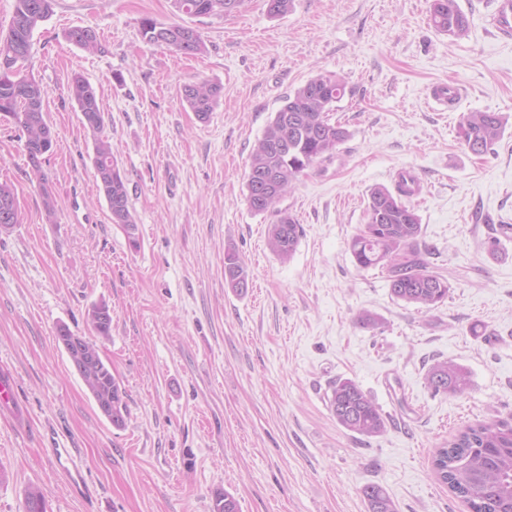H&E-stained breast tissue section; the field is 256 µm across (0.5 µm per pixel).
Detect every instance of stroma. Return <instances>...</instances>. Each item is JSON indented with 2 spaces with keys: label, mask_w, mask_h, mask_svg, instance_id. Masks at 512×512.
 <instances>
[{
  "label": "stroma",
  "mask_w": 512,
  "mask_h": 512,
  "mask_svg": "<svg viewBox=\"0 0 512 512\" xmlns=\"http://www.w3.org/2000/svg\"><path fill=\"white\" fill-rule=\"evenodd\" d=\"M467 35L448 38L430 0H294L270 17L246 0L222 17L175 14L171 0H56L34 31L32 72L48 91L54 150L43 169L57 201L47 221L19 130L0 115V182L19 222L0 231V373L15 380L0 407V512H24L44 489L48 512H212L223 488L239 512H368L384 488L398 512H470L431 475L437 448L466 426L512 423V37L490 33L492 0H457ZM198 30L204 55L144 43L142 19ZM98 31L104 52L68 42ZM96 88L112 155L127 178L134 235L111 223L94 177L93 140L67 92L72 72ZM343 77L332 121L349 132L279 209L302 227L293 257L267 246L272 214L246 201L248 157L283 100L316 74ZM219 83L207 120L182 102L185 84ZM461 85L448 111L431 86ZM508 120L495 151L458 137L464 113ZM450 285L425 312L392 296L380 268L358 269L349 242L373 188L400 172ZM249 272L236 294L224 250ZM112 311L102 358L126 391L129 418L102 416L56 341L89 335L86 313ZM368 312L381 329L356 326ZM451 359L467 394L431 397L424 376ZM349 378L386 415L363 438L328 408Z\"/></svg>",
  "instance_id": "35a3bbf8"
}]
</instances>
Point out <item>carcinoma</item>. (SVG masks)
I'll return each mask as SVG.
<instances>
[{"mask_svg": "<svg viewBox=\"0 0 512 512\" xmlns=\"http://www.w3.org/2000/svg\"><path fill=\"white\" fill-rule=\"evenodd\" d=\"M54 2L16 0L6 35L13 44L12 51L31 53L33 31L52 15ZM242 3L243 0H172L176 11L191 17L227 16ZM431 17L435 28L450 37H462L468 31V19L456 0H431ZM139 33L147 44L165 46L184 55L206 52L200 33L191 26L164 25L145 18ZM65 38L90 53L104 51L92 27H73L65 32ZM11 65L0 48V114L10 117L25 137L27 163L39 175L45 216L51 220L56 213V200L48 180L42 176L46 154L54 143L45 113L48 92L32 76L18 82L8 76ZM68 89L84 128L94 140L95 177L110 219L114 224L124 225L131 235L135 222L129 209L127 179L112 156V143L103 134L105 117L96 89L79 72L71 74ZM345 90L344 81L337 77L316 75L308 79L284 98L250 153L246 200L254 213L271 211L276 216L269 226L267 243L283 261L296 252L302 228L292 215L275 206L300 175L330 158L348 138V131L329 118ZM221 92V85L206 82L188 84L182 90L183 100L201 120L213 111ZM505 129V118L499 112H468L460 119L459 137L473 155L485 156L493 152ZM415 192L402 175L396 193L385 187L373 189L366 210L367 222L351 238L349 249L358 268L379 266L385 270L395 298L428 311L448 299L451 285L447 278L429 270L430 252L420 247V218L404 202ZM224 280L234 292H247V268L230 246L224 251ZM87 322L96 338H110L112 315L107 303L93 304ZM57 339L95 403L102 408L112 406L108 420L117 428L123 427L127 416L126 392L100 356L95 338L78 336L61 325ZM424 381L434 395L461 396L471 387L469 373L448 359L431 365ZM328 404L336 423L354 434L371 438L386 430L387 418L379 406L351 379L336 381ZM433 467L438 479L462 497L471 512H512V424L498 421L467 428L438 450ZM362 494L369 512H397L396 504L381 487L367 486ZM213 500V512H239L236 499L226 490H216ZM24 512H47L46 495L41 488L30 487L25 491Z\"/></svg>", "mask_w": 512, "mask_h": 512, "instance_id": "obj_1", "label": "carcinoma"}]
</instances>
